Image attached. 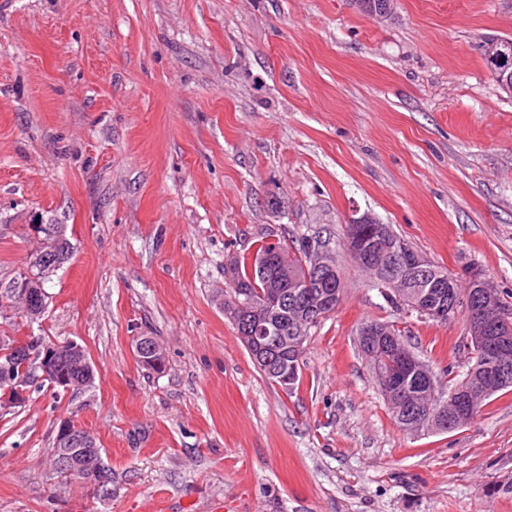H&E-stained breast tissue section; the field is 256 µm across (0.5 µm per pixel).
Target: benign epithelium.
<instances>
[{"mask_svg": "<svg viewBox=\"0 0 512 512\" xmlns=\"http://www.w3.org/2000/svg\"><path fill=\"white\" fill-rule=\"evenodd\" d=\"M344 251L352 263L358 267L375 264L385 259L396 261V266L407 270L420 271L430 265V260L420 253L408 251L394 244L393 232L389 225L377 218L363 214L348 220L347 238ZM251 265L271 273L268 287L270 293L261 301L264 313L254 310L253 301H231V311L245 318L244 335L247 336L249 349L262 346V341L271 334L270 315L274 305L285 288L310 287L311 274L325 272L332 274L336 269V251L328 246L316 248V257L312 266L303 269L288 267V257L278 250L266 247L254 249ZM36 276L28 268L22 271V277L13 279L10 295L21 302L19 312L29 321L38 320L45 311L46 304L41 302L42 290L29 287V282ZM472 289L467 303L470 317L466 325V343L483 349L489 360L488 371L498 380H503L512 373L501 363L498 355L512 348V309L503 305L493 291L494 285L478 271L470 272ZM424 317L434 321L446 322L457 315L453 300H444L435 296L411 303ZM135 349L140 360H151L164 356L162 347L148 338L136 339ZM76 365L81 373L68 376L61 371L65 362ZM23 366L31 368V375L51 388H60L65 392L83 389L94 380V366L81 345L73 340L63 343L44 344L35 352H26ZM9 386L0 393V413L7 414L25 404L31 388L24 376L13 379V370L4 368L0 373ZM429 427L439 432H452L456 425L448 420L445 411L440 409L430 417ZM96 436L74 427V422L65 418L57 427L55 448L61 468H69V473L89 484L94 495L105 497L112 493L110 476L102 464L101 452L96 448Z\"/></svg>", "mask_w": 512, "mask_h": 512, "instance_id": "benign-epithelium-1", "label": "benign epithelium"}]
</instances>
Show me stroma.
I'll use <instances>...</instances> for the list:
<instances>
[{
    "mask_svg": "<svg viewBox=\"0 0 512 512\" xmlns=\"http://www.w3.org/2000/svg\"><path fill=\"white\" fill-rule=\"evenodd\" d=\"M0 0V292L62 224L72 259L33 324L92 387L0 415V512H512V389L447 433L403 430L356 346L365 321L464 371L463 318L400 312L343 261L336 310L285 392L224 315L257 240H338L368 213L454 274L512 292V97L484 46L512 0ZM163 347V374L137 336ZM91 431L112 494L57 477Z\"/></svg>",
    "mask_w": 512,
    "mask_h": 512,
    "instance_id": "1",
    "label": "stroma"
}]
</instances>
